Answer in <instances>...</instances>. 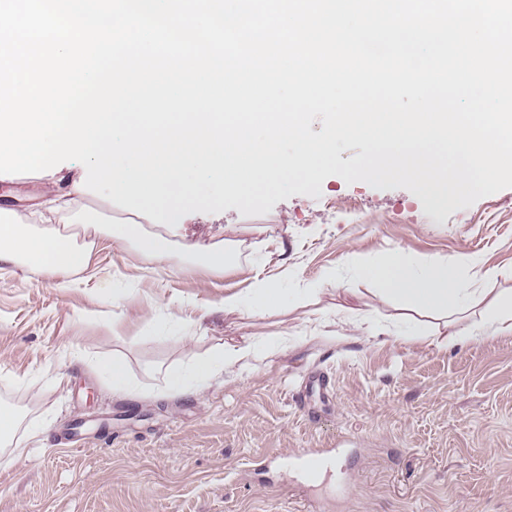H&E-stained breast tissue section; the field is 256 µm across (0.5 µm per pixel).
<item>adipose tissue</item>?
Listing matches in <instances>:
<instances>
[{
	"label": "adipose tissue",
	"mask_w": 512,
	"mask_h": 512,
	"mask_svg": "<svg viewBox=\"0 0 512 512\" xmlns=\"http://www.w3.org/2000/svg\"><path fill=\"white\" fill-rule=\"evenodd\" d=\"M355 272L369 280L379 296L410 298L417 308L445 316L464 308L471 286L479 280L499 276L496 268L484 267L472 257L462 255L447 261L428 262L413 269L404 252L395 251L378 265L358 262ZM256 346L226 343L196 358L189 366L170 369L165 377L164 391L168 394L186 393L209 385L225 368L249 366L257 360Z\"/></svg>",
	"instance_id": "1"
}]
</instances>
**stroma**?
<instances>
[{"mask_svg": "<svg viewBox=\"0 0 512 512\" xmlns=\"http://www.w3.org/2000/svg\"><path fill=\"white\" fill-rule=\"evenodd\" d=\"M69 179L0 176V212L30 224ZM177 239L226 242L236 261L188 272L102 234L66 288L0 264V403L23 417L20 446L0 449V512H512V335H468L512 291V188L440 219L406 189L331 176L320 197L263 215L192 213ZM394 250L505 275L441 321L350 270ZM334 270L344 290L326 281ZM266 280L311 289L307 306L221 313L225 294ZM444 322L462 333L450 348L434 342ZM413 328L423 340L403 341ZM271 336L288 342L254 366L164 394L168 368ZM114 359L133 391L109 385ZM35 424L46 430L28 438ZM301 448L330 449L324 482L299 475Z\"/></svg>", "mask_w": 512, "mask_h": 512, "instance_id": "stroma-1", "label": "stroma"}]
</instances>
